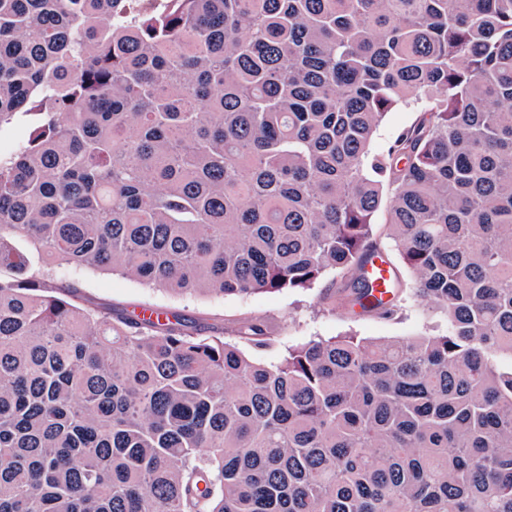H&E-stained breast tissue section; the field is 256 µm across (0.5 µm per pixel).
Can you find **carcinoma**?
Segmentation results:
<instances>
[{
    "mask_svg": "<svg viewBox=\"0 0 512 512\" xmlns=\"http://www.w3.org/2000/svg\"><path fill=\"white\" fill-rule=\"evenodd\" d=\"M416 123L385 153L393 109ZM0 512H512V0H0ZM446 330L275 361L77 301L298 292L373 219ZM417 118L418 113L406 107L389 112L376 130L371 143L372 151H385L401 132L416 122Z\"/></svg>",
    "mask_w": 512,
    "mask_h": 512,
    "instance_id": "cac0c4a2",
    "label": "carcinoma"
}]
</instances>
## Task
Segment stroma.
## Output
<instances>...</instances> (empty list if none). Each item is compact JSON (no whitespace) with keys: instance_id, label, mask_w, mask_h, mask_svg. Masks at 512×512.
<instances>
[{"instance_id":"1","label":"stroma","mask_w":512,"mask_h":512,"mask_svg":"<svg viewBox=\"0 0 512 512\" xmlns=\"http://www.w3.org/2000/svg\"><path fill=\"white\" fill-rule=\"evenodd\" d=\"M61 284L78 285L83 299L102 306L134 311L150 305L176 313L187 324L206 335H221L228 341L238 339L240 323L246 318L259 319L275 340L273 351L266 355L274 360L289 346L312 339L332 336L396 340L418 333H438L445 324L434 310L399 301L397 313L390 318L378 315L352 316L333 303L330 296H344L345 280H325L304 292H270L247 296L215 294L180 295L140 285L119 274L86 268L58 266L54 269Z\"/></svg>"}]
</instances>
